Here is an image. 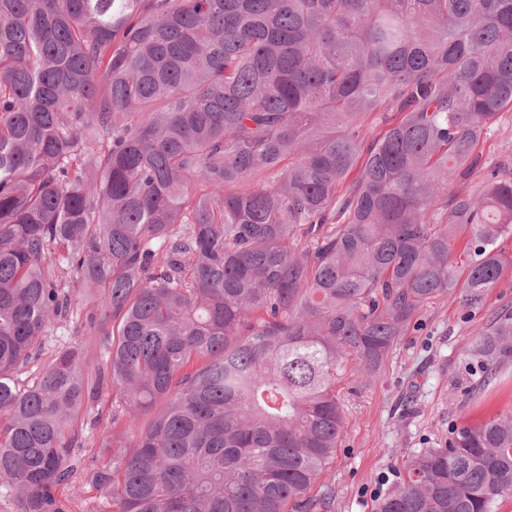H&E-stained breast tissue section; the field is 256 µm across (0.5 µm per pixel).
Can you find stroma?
<instances>
[{
    "label": "stroma",
    "mask_w": 512,
    "mask_h": 512,
    "mask_svg": "<svg viewBox=\"0 0 512 512\" xmlns=\"http://www.w3.org/2000/svg\"><path fill=\"white\" fill-rule=\"evenodd\" d=\"M480 155L500 176L512 177V111L498 114ZM506 306L512 308V269L475 317H466L453 299L436 300L422 310L419 327L394 347L375 381L365 386L354 376L343 379L348 421L329 469V512H375L413 452L443 446L453 425L512 414V365L477 394L462 380L471 337Z\"/></svg>",
    "instance_id": "obj_1"
}]
</instances>
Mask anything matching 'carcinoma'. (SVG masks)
Returning a JSON list of instances; mask_svg holds the SVG:
<instances>
[{
  "label": "carcinoma",
  "mask_w": 512,
  "mask_h": 512,
  "mask_svg": "<svg viewBox=\"0 0 512 512\" xmlns=\"http://www.w3.org/2000/svg\"><path fill=\"white\" fill-rule=\"evenodd\" d=\"M506 108L512 0H0V492L330 507L347 370L502 283L512 177L450 187ZM468 356L477 389L512 364V310ZM87 421L111 458L74 453ZM511 493L512 414L415 452L376 512Z\"/></svg>",
  "instance_id": "cac0c4a2"
}]
</instances>
